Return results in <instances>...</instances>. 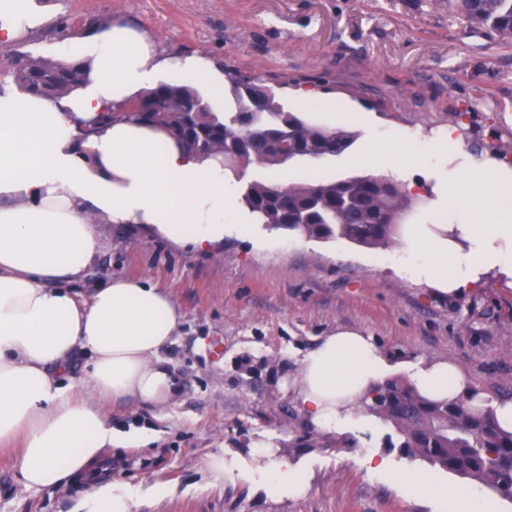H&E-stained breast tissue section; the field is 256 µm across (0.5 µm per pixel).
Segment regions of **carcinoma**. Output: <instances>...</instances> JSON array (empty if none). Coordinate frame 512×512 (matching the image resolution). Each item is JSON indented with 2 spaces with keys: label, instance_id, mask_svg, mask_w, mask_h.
I'll use <instances>...</instances> for the list:
<instances>
[{
  "label": "carcinoma",
  "instance_id": "obj_1",
  "mask_svg": "<svg viewBox=\"0 0 512 512\" xmlns=\"http://www.w3.org/2000/svg\"><path fill=\"white\" fill-rule=\"evenodd\" d=\"M473 27L512 43V0H448ZM108 26L99 15L67 18L64 30ZM24 93L61 98L87 79L81 62L0 52V65ZM232 101L214 108L196 87L162 81L155 88L106 111L105 120L128 117L164 131L184 150L224 162L242 182L240 201L256 223L310 238H345L368 247L398 241L399 223L413 208L395 181L375 175L330 178L314 174L283 186L245 179L249 168L328 160L356 139L347 129H329L288 109L270 86L224 69ZM396 432L399 448L432 467L458 475L512 499V432L494 415L474 410L468 398L432 400L401 377L386 379L358 401Z\"/></svg>",
  "mask_w": 512,
  "mask_h": 512
}]
</instances>
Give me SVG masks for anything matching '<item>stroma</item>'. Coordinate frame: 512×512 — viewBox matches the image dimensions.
<instances>
[{
    "label": "stroma",
    "mask_w": 512,
    "mask_h": 512,
    "mask_svg": "<svg viewBox=\"0 0 512 512\" xmlns=\"http://www.w3.org/2000/svg\"><path fill=\"white\" fill-rule=\"evenodd\" d=\"M36 24L6 42L14 53L55 59L60 18L103 14L145 30L165 54L202 53L275 87L288 107L327 127H350L354 144L320 173L361 174L359 158L407 140L422 147L397 182L417 199L407 221L432 232L469 222L448 206L452 183L495 168L512 186V45L471 28L448 0H27ZM471 112H464L465 104ZM454 142H447V132ZM232 229L207 250L159 237L143 224H100L103 250L79 285L88 296L115 278L164 288L182 324L164 352L181 380L161 407L112 401V425L146 428L149 444L110 448L109 478L138 490L133 512H444L399 476L416 464L430 482L456 475L411 461L377 418L325 431L305 414L296 383L305 355L339 331L372 337L406 377V365L451 361L490 398L512 400V283L488 274L457 295L412 272L402 245L368 248L270 229L232 201ZM224 458L223 480L207 470ZM310 483L305 496L272 491L270 458ZM384 458L385 468L371 460ZM83 478L25 490L0 453V512H72Z\"/></svg>",
    "instance_id": "1"
}]
</instances>
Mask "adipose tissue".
Masks as SVG:
<instances>
[{"label":"adipose tissue","instance_id":"ef3b65f1","mask_svg":"<svg viewBox=\"0 0 512 512\" xmlns=\"http://www.w3.org/2000/svg\"><path fill=\"white\" fill-rule=\"evenodd\" d=\"M60 58L89 76L73 95L32 97L0 91V451L13 454L20 485L58 489L76 476L87 490L77 512H132V488L112 485L97 465L105 449L147 442L144 431L112 427L107 401L132 396L162 406L177 379L163 352L182 315L149 279L117 278L79 300L72 285L103 247L98 222L146 224L165 238L206 250L224 238L231 187L223 165L185 153L163 132L133 120L101 125L89 138L81 123L142 90L164 71L201 77L214 87L223 74L198 55H160L151 36L123 20L95 31ZM447 242L424 233L404 240L422 252L414 272L437 290L457 294L489 272L512 280V217L494 224H452ZM451 260L455 274L436 270ZM83 358L85 379L72 376ZM389 372L369 337L341 331L302 362L300 391L313 423L332 431ZM412 381L434 399L470 396L512 431V401L471 393L453 363L416 368ZM412 493L448 500L452 512H493L469 486L431 484L414 470Z\"/></svg>","mask_w":512,"mask_h":512}]
</instances>
